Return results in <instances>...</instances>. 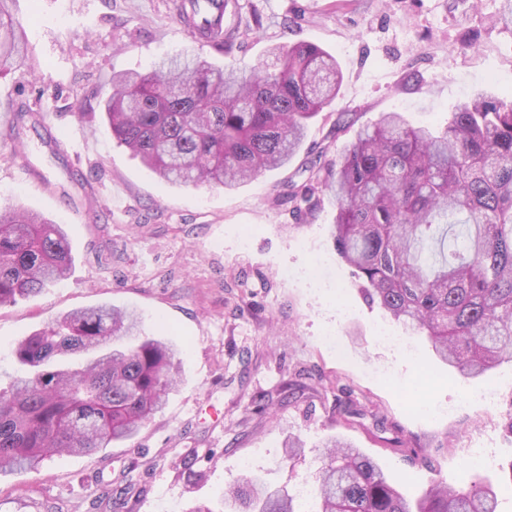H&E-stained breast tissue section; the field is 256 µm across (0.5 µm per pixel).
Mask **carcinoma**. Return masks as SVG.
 <instances>
[{"mask_svg":"<svg viewBox=\"0 0 512 512\" xmlns=\"http://www.w3.org/2000/svg\"><path fill=\"white\" fill-rule=\"evenodd\" d=\"M0 0V76L25 61V31ZM227 0H179L194 39L230 49ZM276 66H216L197 55L112 76L102 100L112 138L172 184L234 188L288 164L310 120L340 89L336 58L311 42L276 50ZM336 203L330 235L362 290L425 335L463 380L512 363V100L476 94L442 130L386 112L336 162L309 169ZM66 229L22 206L0 207V307L66 276ZM26 368L0 390V473L37 471L132 438L180 376V350L142 334L135 310L68 312L13 348ZM324 447L310 512H496L491 486L432 485L413 500L357 448ZM232 512H305L256 474L223 497Z\"/></svg>","mask_w":512,"mask_h":512,"instance_id":"cac0c4a2","label":"carcinoma"}]
</instances>
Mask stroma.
Segmentation results:
<instances>
[{
	"instance_id": "1",
	"label": "stroma",
	"mask_w": 512,
	"mask_h": 512,
	"mask_svg": "<svg viewBox=\"0 0 512 512\" xmlns=\"http://www.w3.org/2000/svg\"><path fill=\"white\" fill-rule=\"evenodd\" d=\"M232 47L197 48L175 0H16L29 53L0 77V205L22 204L65 225L70 274L0 308V387L21 370L15 343L69 311L137 309L148 334L181 348L180 381L130 440L0 476V512L51 501L62 512H187L216 504L242 475L299 492L323 443L372 457L411 496L470 484L474 448L492 449L498 512H512V365L463 381L429 342L379 341L393 328L337 255L336 208L316 191L302 214L306 166L334 162L364 125L401 112L445 126L475 91L512 99V26L501 0H235ZM299 41L335 56L342 83L288 165L226 190L162 181L113 140L101 94L114 73L195 49L217 65L271 64ZM31 118L18 142L17 111ZM478 393L472 404L462 392ZM494 395L486 410L483 395ZM303 446L286 459L289 438Z\"/></svg>"
}]
</instances>
